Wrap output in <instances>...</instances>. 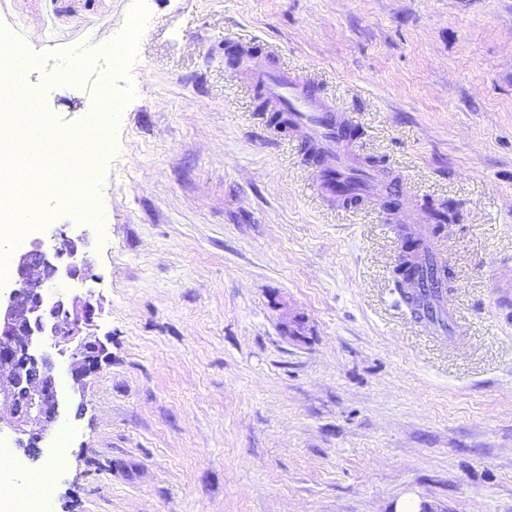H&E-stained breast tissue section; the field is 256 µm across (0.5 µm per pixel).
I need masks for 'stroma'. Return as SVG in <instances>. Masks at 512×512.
I'll return each instance as SVG.
<instances>
[{"mask_svg": "<svg viewBox=\"0 0 512 512\" xmlns=\"http://www.w3.org/2000/svg\"><path fill=\"white\" fill-rule=\"evenodd\" d=\"M0 32L53 129L109 135L96 217L44 193L0 240L86 242L106 351L55 512H512V0H0ZM231 48L306 77L395 205L318 197ZM409 237L453 277L432 320Z\"/></svg>", "mask_w": 512, "mask_h": 512, "instance_id": "stroma-1", "label": "stroma"}]
</instances>
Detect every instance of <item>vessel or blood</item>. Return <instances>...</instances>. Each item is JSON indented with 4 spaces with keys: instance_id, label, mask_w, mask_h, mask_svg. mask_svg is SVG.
Masks as SVG:
<instances>
[{
    "instance_id": "1",
    "label": "vessel or blood",
    "mask_w": 512,
    "mask_h": 512,
    "mask_svg": "<svg viewBox=\"0 0 512 512\" xmlns=\"http://www.w3.org/2000/svg\"><path fill=\"white\" fill-rule=\"evenodd\" d=\"M247 77L265 94L271 107L283 113L292 129L317 158L315 188L329 202L347 201L349 184L370 185L362 174H349L343 147L347 123L342 114L311 93L307 81L280 68L248 70Z\"/></svg>"
}]
</instances>
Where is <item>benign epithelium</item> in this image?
<instances>
[{
    "label": "benign epithelium",
    "mask_w": 512,
    "mask_h": 512,
    "mask_svg": "<svg viewBox=\"0 0 512 512\" xmlns=\"http://www.w3.org/2000/svg\"><path fill=\"white\" fill-rule=\"evenodd\" d=\"M53 239L61 240L64 249L38 240L15 251L10 277L0 285V370L9 372L0 379V403L11 406L10 419L0 420V433L15 434L33 459L41 454L47 427L63 410L57 357H68V373L82 387L104 350L89 334L93 304L64 291L67 282L88 278L84 239L64 232Z\"/></svg>",
    "instance_id": "obj_1"
}]
</instances>
